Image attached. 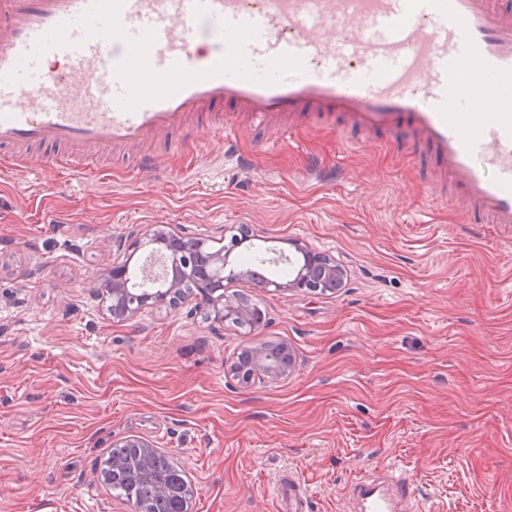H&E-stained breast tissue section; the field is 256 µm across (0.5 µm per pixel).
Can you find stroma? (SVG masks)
<instances>
[{
	"instance_id": "1",
	"label": "stroma",
	"mask_w": 512,
	"mask_h": 512,
	"mask_svg": "<svg viewBox=\"0 0 512 512\" xmlns=\"http://www.w3.org/2000/svg\"><path fill=\"white\" fill-rule=\"evenodd\" d=\"M236 137L250 171L212 145L166 156L153 182L0 177V512H135L99 478L126 436L183 471L189 512H278L287 476L310 512H352L348 485L385 469L414 488L410 512H512V228L464 223L380 144ZM310 156L340 180L305 178ZM156 225L214 250L238 225L249 251L300 242L344 284L225 283L266 315L248 334L193 299L114 320L96 283L113 259L140 265ZM269 341L295 371L234 381L238 346Z\"/></svg>"
}]
</instances>
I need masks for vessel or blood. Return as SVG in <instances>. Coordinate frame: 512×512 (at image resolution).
<instances>
[{"instance_id":"obj_1","label":"vessel or blood","mask_w":512,"mask_h":512,"mask_svg":"<svg viewBox=\"0 0 512 512\" xmlns=\"http://www.w3.org/2000/svg\"><path fill=\"white\" fill-rule=\"evenodd\" d=\"M281 142L311 119L343 140L426 156L429 195L512 225V0H0V169L62 175L101 155L160 176L159 147L218 143L225 113ZM357 512H407L391 474ZM283 512L307 495L285 479Z\"/></svg>"}]
</instances>
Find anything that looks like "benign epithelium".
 <instances>
[{"mask_svg": "<svg viewBox=\"0 0 512 512\" xmlns=\"http://www.w3.org/2000/svg\"><path fill=\"white\" fill-rule=\"evenodd\" d=\"M154 241L166 246L170 253V262L173 267V278L168 283L167 296L161 299V303H168V298L174 297L182 303L187 299L195 298L204 302L211 310L214 319L222 323L227 319L230 310V301L224 297V282H217L209 278L207 269L216 268L224 270L227 258L222 253H210L205 255L203 267L198 269L189 264L183 266L180 263V254L186 251L196 240L181 235L173 230L165 231L156 227L150 233ZM304 256V261L297 269L294 277L279 288L291 292L307 291L318 293L328 292L321 288V284L339 285L344 280V270L330 256L316 252L306 246H297ZM99 292L112 299V318L116 320H128L137 315L144 307L150 305L153 298L148 297L144 302L135 301L128 304V308L122 307V302L129 299L127 283V266L125 263L115 261L112 268L103 273L98 282ZM282 354L288 356V361L270 363L260 358L255 364V373L268 379L279 380L288 377L295 367L296 359L290 347H281Z\"/></svg>", "mask_w": 512, "mask_h": 512, "instance_id": "1", "label": "benign epithelium"}]
</instances>
